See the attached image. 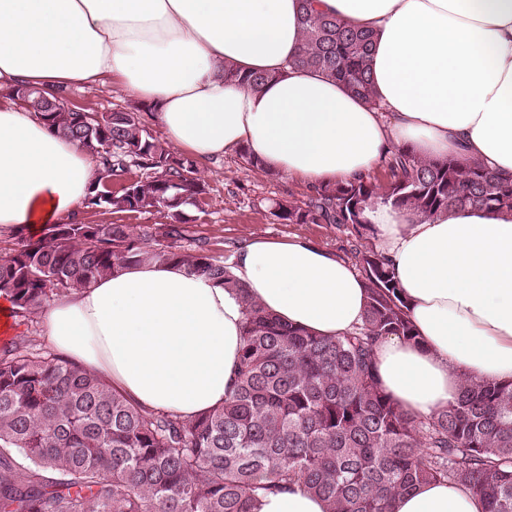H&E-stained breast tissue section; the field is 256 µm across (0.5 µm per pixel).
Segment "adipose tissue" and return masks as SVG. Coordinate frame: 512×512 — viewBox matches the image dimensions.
Masks as SVG:
<instances>
[{"instance_id": "1", "label": "adipose tissue", "mask_w": 512, "mask_h": 512, "mask_svg": "<svg viewBox=\"0 0 512 512\" xmlns=\"http://www.w3.org/2000/svg\"><path fill=\"white\" fill-rule=\"evenodd\" d=\"M375 34L371 106L292 68L300 0H0V89L55 92L118 80L167 140L208 160L245 148L319 186L369 174L392 146L480 159L512 175V0H316ZM273 79L254 91L225 65ZM96 166L34 113L0 106V230L38 235L80 220ZM409 302L416 341L378 342L386 391L409 414L448 405L462 377L512 380V214L417 220L383 201L365 212ZM233 274L270 313L320 336L363 321V278L311 242L255 240ZM41 317L58 354L146 409L183 418L220 406L241 345L233 290L176 265L141 264L55 299ZM394 512H484L439 481ZM253 512H327L301 484Z\"/></svg>"}]
</instances>
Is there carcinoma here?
Returning a JSON list of instances; mask_svg holds the SVG:
<instances>
[{"mask_svg": "<svg viewBox=\"0 0 512 512\" xmlns=\"http://www.w3.org/2000/svg\"><path fill=\"white\" fill-rule=\"evenodd\" d=\"M294 67L342 83L374 102L370 30L301 0ZM224 79L254 90L271 80L224 65ZM27 105L46 128L96 161L84 209L166 208L160 234L129 224H49L35 239L0 246V293L30 321L57 297L137 264L175 263L238 292L244 309L236 380L224 404L193 419L147 410L95 374L45 355L28 335L0 347V512H252L258 493L301 483L328 512H391L399 495L429 481L466 486L486 512H512V380L463 377L454 401L416 418L380 386L374 348L386 336L416 339L395 273L376 249H355L365 280L363 324L324 337L268 313L189 230L185 207L204 185L194 161L156 140L147 110L112 112L89 126L34 87ZM134 163L144 177L102 198V182ZM378 199L422 220L461 209L512 212V177L477 159H426L397 149L390 180L369 177L314 188L278 206L288 224H351L373 232Z\"/></svg>", "mask_w": 512, "mask_h": 512, "instance_id": "carcinoma-1", "label": "carcinoma"}]
</instances>
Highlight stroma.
<instances>
[{
  "label": "stroma",
  "instance_id": "35a3bbf8",
  "mask_svg": "<svg viewBox=\"0 0 512 512\" xmlns=\"http://www.w3.org/2000/svg\"><path fill=\"white\" fill-rule=\"evenodd\" d=\"M65 100L100 113L122 111L133 105L114 82L94 90L72 88ZM196 176L204 192L198 206L187 210L189 229L194 236L207 239L219 259L234 260L236 252L254 239L304 238L347 260L361 244L349 225L287 224L278 219V204L305 200L310 187L296 177L281 173L268 176L250 170L238 152L197 162Z\"/></svg>",
  "mask_w": 512,
  "mask_h": 512
}]
</instances>
